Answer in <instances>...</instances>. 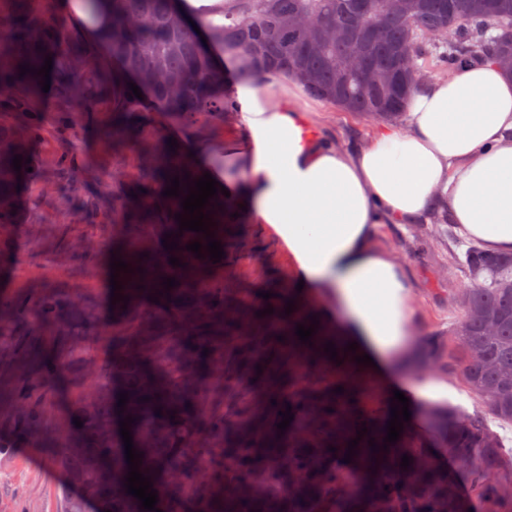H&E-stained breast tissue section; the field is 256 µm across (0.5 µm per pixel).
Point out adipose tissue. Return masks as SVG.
<instances>
[{"label": "adipose tissue", "instance_id": "1", "mask_svg": "<svg viewBox=\"0 0 512 512\" xmlns=\"http://www.w3.org/2000/svg\"><path fill=\"white\" fill-rule=\"evenodd\" d=\"M95 39L112 26L101 0H57ZM296 80L271 74L234 91L250 145L234 192L251 223L269 225L305 290L336 293L349 341L378 359L412 331L410 284L372 244L376 224H417L438 208L486 252L512 254V77L492 63L459 65L411 95L404 122L378 124L352 150L308 129Z\"/></svg>", "mask_w": 512, "mask_h": 512}]
</instances>
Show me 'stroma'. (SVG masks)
I'll return each instance as SVG.
<instances>
[{
	"instance_id": "35a3bbf8",
	"label": "stroma",
	"mask_w": 512,
	"mask_h": 512,
	"mask_svg": "<svg viewBox=\"0 0 512 512\" xmlns=\"http://www.w3.org/2000/svg\"><path fill=\"white\" fill-rule=\"evenodd\" d=\"M311 118L324 140L339 148L365 144L376 125L374 119L340 111L322 101ZM134 163L133 153L125 150L108 158L105 170L96 175L77 174L47 188L26 186L22 222L12 228L7 256L0 262V299L51 293L87 303L92 315L79 324L75 343L88 357L103 362L112 355V230L98 222L91 208L101 201L111 202L113 195L122 191L124 183L112 179V170H128ZM242 232L244 249L229 287L255 296L270 276L292 280V259L272 230L247 223ZM80 240L93 242V259H82L75 250ZM373 244L399 265L411 286L416 335L447 327L456 317L453 290L464 280L460 271L449 268L448 254L464 253L468 240L459 234L451 240L440 236L435 222L430 221L375 225ZM10 333L33 340L41 356H63L61 337L42 327L35 311L12 323ZM434 381L439 390L433 402L419 406V423H427L435 404L479 410V402L456 379L438 375ZM42 383V423L50 444L45 447L32 442L0 452V512H60L66 476L54 458L74 427L72 406L86 384L62 371L44 377Z\"/></svg>"
}]
</instances>
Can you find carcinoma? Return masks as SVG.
<instances>
[{
  "label": "carcinoma",
  "mask_w": 512,
  "mask_h": 512,
  "mask_svg": "<svg viewBox=\"0 0 512 512\" xmlns=\"http://www.w3.org/2000/svg\"><path fill=\"white\" fill-rule=\"evenodd\" d=\"M56 2L0 0V230L19 223L17 184L59 181L83 166L66 149L50 172L34 150L49 133L45 95L54 102L58 130L96 128L107 147L137 154L131 192L97 210L102 223L118 225L112 253L132 269L117 277L129 301L112 305L120 326L112 362L91 375L94 387L74 409L83 426L58 457L80 488L78 498L63 491L62 512H82L87 503L99 512H146L124 486L128 462L119 423L128 416L142 453L138 470L150 477L161 512H512V496L503 493L512 485V463L505 461L512 452L491 427L496 420L512 424V256L474 244L462 258L449 253L448 265L468 279L457 289L459 315L448 329L419 337L408 362L419 373L453 376L484 407L467 413L440 406L433 413L438 447L467 474L463 493L418 434L405 429L396 443L383 444L388 396L373 375L343 367L354 353L344 351L341 322L318 324L307 344L295 328L311 325L317 307L311 297L284 282L267 300L226 287L224 270L242 243L239 202L214 196L202 209L224 251L217 263L209 260L204 233L179 231L175 214L184 213L187 184L199 175L180 148L170 150L165 129L193 122L208 128L235 103L175 0H111L112 28L94 44L60 18ZM233 2L224 25L209 31L237 73L291 75L344 112L399 118L430 62L447 73L462 60L492 61L512 74V0H383L364 8L360 0ZM449 22L455 24L449 41L428 37ZM47 56L45 92L43 76H22L19 66L38 70ZM131 83L160 100L157 117L147 116L151 105L133 94ZM16 155L22 156L18 172ZM175 176L180 196H162ZM166 233L176 249L163 247ZM195 241L203 245L202 258L186 249ZM171 256L184 266L171 265ZM165 277L179 285L165 289ZM144 296L158 302L145 307ZM31 304L43 326L68 338L75 312L88 313L68 296L33 303L16 297L0 305V336ZM268 307L274 313L256 315ZM328 341L338 352L335 361L324 351ZM7 345L16 381L13 426L26 438L39 436L41 408L31 386L41 358L24 337L8 336ZM339 386L344 392L334 393ZM121 393L128 394L122 413ZM288 404L294 419L281 431L279 412ZM364 426L358 447L372 439L387 451L347 467L344 449ZM331 445L336 452L327 450ZM404 455L406 468L400 467Z\"/></svg>",
  "instance_id": "carcinoma-1"
}]
</instances>
